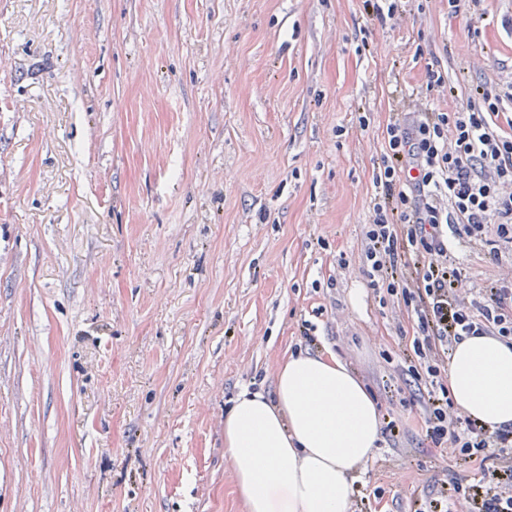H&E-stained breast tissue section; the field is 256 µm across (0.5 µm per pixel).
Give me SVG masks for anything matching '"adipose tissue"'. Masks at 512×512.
Returning a JSON list of instances; mask_svg holds the SVG:
<instances>
[{
	"instance_id": "adipose-tissue-1",
	"label": "adipose tissue",
	"mask_w": 512,
	"mask_h": 512,
	"mask_svg": "<svg viewBox=\"0 0 512 512\" xmlns=\"http://www.w3.org/2000/svg\"><path fill=\"white\" fill-rule=\"evenodd\" d=\"M274 399L241 390L224 446L248 512H347L359 469L381 440L376 401L337 358L298 355L276 370ZM455 407L489 427L512 425V345L459 342L448 365Z\"/></svg>"
}]
</instances>
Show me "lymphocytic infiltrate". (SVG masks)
<instances>
[{"instance_id":"f902f5d3","label":"lymphocytic infiltrate","mask_w":512,"mask_h":512,"mask_svg":"<svg viewBox=\"0 0 512 512\" xmlns=\"http://www.w3.org/2000/svg\"><path fill=\"white\" fill-rule=\"evenodd\" d=\"M361 268L379 305L412 330L398 358L423 394L421 427L481 477L454 481L418 512H512V426L495 430L455 411L448 364L468 336L512 341V81L485 86L454 109L400 112L383 131ZM487 259L484 288L466 289L451 238Z\"/></svg>"}]
</instances>
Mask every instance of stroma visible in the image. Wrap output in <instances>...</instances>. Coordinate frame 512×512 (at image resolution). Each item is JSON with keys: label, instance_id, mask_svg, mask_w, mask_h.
Here are the masks:
<instances>
[{"label": "stroma", "instance_id": "stroma-1", "mask_svg": "<svg viewBox=\"0 0 512 512\" xmlns=\"http://www.w3.org/2000/svg\"><path fill=\"white\" fill-rule=\"evenodd\" d=\"M0 0V512H248L244 388L317 327L403 424L348 512L461 473L419 425L360 269L381 132L512 77V0ZM369 113L359 128V113Z\"/></svg>", "mask_w": 512, "mask_h": 512}]
</instances>
